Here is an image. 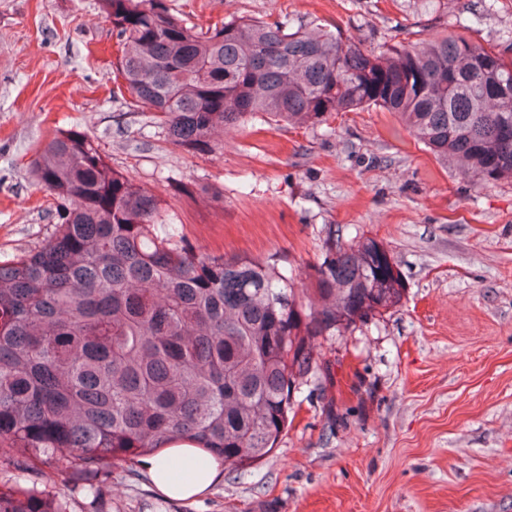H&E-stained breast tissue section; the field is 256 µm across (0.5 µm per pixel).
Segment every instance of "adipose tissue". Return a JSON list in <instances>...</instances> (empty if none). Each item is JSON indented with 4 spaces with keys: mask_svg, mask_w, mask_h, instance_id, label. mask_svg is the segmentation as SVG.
Listing matches in <instances>:
<instances>
[{
    "mask_svg": "<svg viewBox=\"0 0 512 512\" xmlns=\"http://www.w3.org/2000/svg\"><path fill=\"white\" fill-rule=\"evenodd\" d=\"M142 466L155 490L171 501L193 502L221 478L218 461L201 457L188 443L170 445L166 452L144 458Z\"/></svg>",
    "mask_w": 512,
    "mask_h": 512,
    "instance_id": "obj_1",
    "label": "adipose tissue"
}]
</instances>
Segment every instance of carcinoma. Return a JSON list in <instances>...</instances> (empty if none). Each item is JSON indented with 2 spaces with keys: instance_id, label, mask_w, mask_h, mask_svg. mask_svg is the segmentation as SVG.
Here are the masks:
<instances>
[{
  "instance_id": "1",
  "label": "carcinoma",
  "mask_w": 512,
  "mask_h": 512,
  "mask_svg": "<svg viewBox=\"0 0 512 512\" xmlns=\"http://www.w3.org/2000/svg\"><path fill=\"white\" fill-rule=\"evenodd\" d=\"M117 31L113 84L192 153L256 114L320 124L379 108L479 183L512 182V35L472 22L376 53L320 28L232 19L189 27L164 0H99ZM58 200L53 235L0 264V471L68 477L98 497L112 462L187 441L243 468L288 424L292 390L318 369L315 342L397 308L405 282L371 237H329L290 276L275 255L196 250L161 200L93 142L52 130L30 164ZM317 303L299 301L295 280ZM0 512H70L46 486L0 482Z\"/></svg>"
}]
</instances>
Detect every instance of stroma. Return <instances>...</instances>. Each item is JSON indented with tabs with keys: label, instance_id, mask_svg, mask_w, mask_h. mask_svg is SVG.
Returning <instances> with one entry per match:
<instances>
[{
	"label": "stroma",
	"instance_id": "obj_1",
	"mask_svg": "<svg viewBox=\"0 0 512 512\" xmlns=\"http://www.w3.org/2000/svg\"><path fill=\"white\" fill-rule=\"evenodd\" d=\"M165 3L203 28L322 26L368 50L447 33L462 12L483 15L470 36L485 47L501 49L512 29V0L490 13L485 0ZM117 42L98 0H0V263L55 230V202L30 162L57 127L164 200L198 250L275 254L296 274L340 228L392 250L405 291L395 310L322 340L277 447L224 470L194 504L164 499L121 460L100 498L61 476L52 493L72 512H512V183L480 186L441 166L375 108L299 129L258 116L219 150L186 152L113 92Z\"/></svg>",
	"mask_w": 512,
	"mask_h": 512
}]
</instances>
